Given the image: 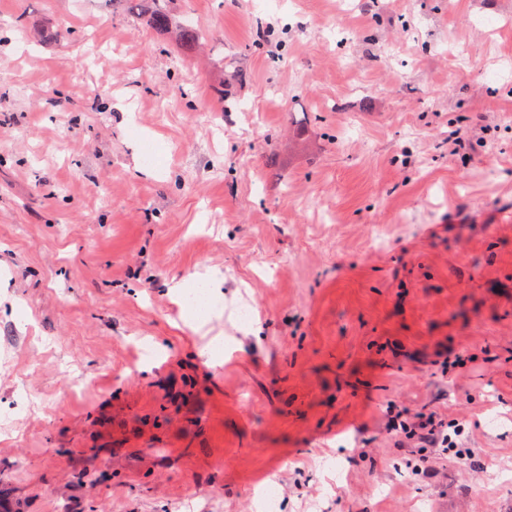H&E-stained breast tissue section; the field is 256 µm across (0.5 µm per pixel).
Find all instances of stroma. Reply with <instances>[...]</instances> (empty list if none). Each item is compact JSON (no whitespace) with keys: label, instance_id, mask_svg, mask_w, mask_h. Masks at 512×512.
Instances as JSON below:
<instances>
[{"label":"stroma","instance_id":"35a3bbf8","mask_svg":"<svg viewBox=\"0 0 512 512\" xmlns=\"http://www.w3.org/2000/svg\"><path fill=\"white\" fill-rule=\"evenodd\" d=\"M169 7L204 48L0 0V503L512 512V0ZM389 400L470 458L413 474Z\"/></svg>","mask_w":512,"mask_h":512}]
</instances>
